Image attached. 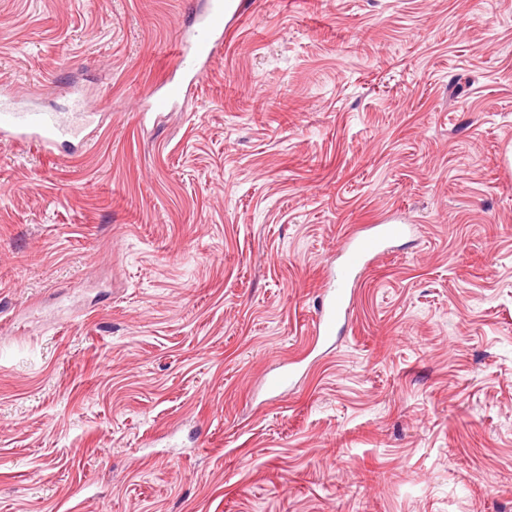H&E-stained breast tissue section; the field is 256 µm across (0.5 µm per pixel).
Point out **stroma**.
I'll use <instances>...</instances> for the list:
<instances>
[{
  "label": "stroma",
  "instance_id": "stroma-1",
  "mask_svg": "<svg viewBox=\"0 0 512 512\" xmlns=\"http://www.w3.org/2000/svg\"><path fill=\"white\" fill-rule=\"evenodd\" d=\"M205 4L0 0V86L97 114L0 142V512H512V0H247L143 113ZM246 3L245 0L208 2L207 10L195 19L192 27L181 32L174 74L148 89L146 112H165L187 99L192 85L205 74L214 50L224 42L225 17L241 15ZM406 222L405 216L396 213L383 224H371L367 230L351 234L318 310L316 342L334 337L336 323L352 309L360 274L391 242L407 235L410 225Z\"/></svg>",
  "mask_w": 512,
  "mask_h": 512
}]
</instances>
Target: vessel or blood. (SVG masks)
Segmentation results:
<instances>
[{"mask_svg":"<svg viewBox=\"0 0 512 512\" xmlns=\"http://www.w3.org/2000/svg\"><path fill=\"white\" fill-rule=\"evenodd\" d=\"M246 0H209L191 28L180 35L174 74L153 84L145 97L146 109L163 112L184 102L192 85L206 72L214 50L224 41L227 15H241ZM0 91V137L28 141L58 154L79 155L88 142L85 130L90 117L84 112L62 114L31 106L13 104ZM410 226L405 216L396 214L381 224L351 234L341 259L330 274L331 286L318 310L317 334L331 340L336 324L353 306L355 288L362 271L388 245L405 235Z\"/></svg>","mask_w":512,"mask_h":512,"instance_id":"vessel-or-blood-1","label":"vessel or blood"}]
</instances>
